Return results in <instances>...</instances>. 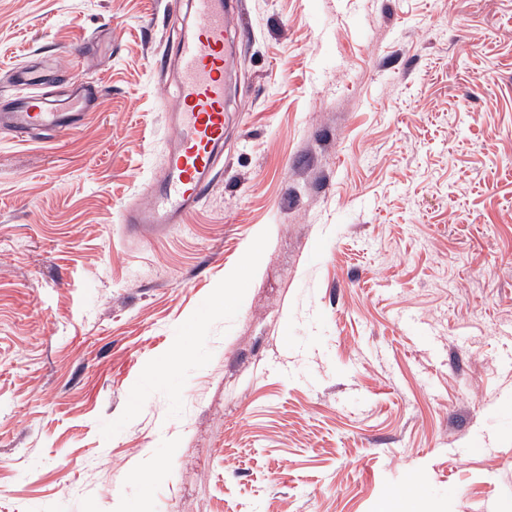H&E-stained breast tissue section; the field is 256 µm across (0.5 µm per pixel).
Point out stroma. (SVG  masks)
Returning a JSON list of instances; mask_svg holds the SVG:
<instances>
[{
    "instance_id": "obj_1",
    "label": "stroma",
    "mask_w": 512,
    "mask_h": 512,
    "mask_svg": "<svg viewBox=\"0 0 512 512\" xmlns=\"http://www.w3.org/2000/svg\"><path fill=\"white\" fill-rule=\"evenodd\" d=\"M168 0H0V512H512V0H245L162 236ZM18 84L27 92L13 94L12 99L4 102L3 110L0 106L1 132L16 138H30L36 130L48 134L75 131L92 105L93 94L88 87L80 85L64 110L51 107L38 92L43 84L42 74L31 68L20 71Z\"/></svg>"
}]
</instances>
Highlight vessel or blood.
Returning <instances> with one entry per match:
<instances>
[{"label": "vessel or blood", "instance_id": "obj_1", "mask_svg": "<svg viewBox=\"0 0 512 512\" xmlns=\"http://www.w3.org/2000/svg\"><path fill=\"white\" fill-rule=\"evenodd\" d=\"M170 21L180 36L171 47L176 103L168 114L173 130L163 172L151 179L121 216L129 233H161L186 223L204 202L224 154V79L236 69L241 30L239 0H171ZM19 94L0 107V131L17 138L39 130L55 134L81 127L93 95L79 86L65 109L51 107L39 94L43 76L20 71Z\"/></svg>", "mask_w": 512, "mask_h": 512}]
</instances>
